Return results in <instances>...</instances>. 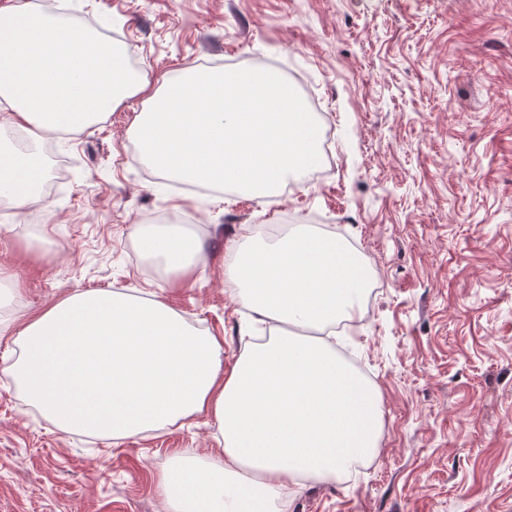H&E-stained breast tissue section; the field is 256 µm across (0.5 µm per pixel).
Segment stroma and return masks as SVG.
<instances>
[{
  "mask_svg": "<svg viewBox=\"0 0 512 512\" xmlns=\"http://www.w3.org/2000/svg\"><path fill=\"white\" fill-rule=\"evenodd\" d=\"M105 24L153 85L212 63L287 80L331 132L324 176L272 197L202 196L129 150L135 113L13 145L49 164L37 222L0 206V512H163L175 455L217 453L207 414L122 440L65 433L9 374L16 314L75 291L156 297L223 341L231 370L266 335L228 288L225 258L271 213L332 224L377 284L340 344L383 403L375 465L308 483L288 512H512V0H56ZM157 211L201 224L207 260L165 277L140 250Z\"/></svg>",
  "mask_w": 512,
  "mask_h": 512,
  "instance_id": "stroma-1",
  "label": "stroma"
}]
</instances>
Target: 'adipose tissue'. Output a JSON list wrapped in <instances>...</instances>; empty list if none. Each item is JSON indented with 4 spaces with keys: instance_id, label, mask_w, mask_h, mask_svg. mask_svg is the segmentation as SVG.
Masks as SVG:
<instances>
[{
    "instance_id": "ef3b65f1",
    "label": "adipose tissue",
    "mask_w": 512,
    "mask_h": 512,
    "mask_svg": "<svg viewBox=\"0 0 512 512\" xmlns=\"http://www.w3.org/2000/svg\"><path fill=\"white\" fill-rule=\"evenodd\" d=\"M147 257L189 274L206 255L174 224L141 225ZM227 276L267 324L222 373L221 340L164 302L76 292L28 318L11 375L61 431L122 439L209 412L223 452L177 455L162 471L168 512H280L306 481L338 482L373 456L380 397L336 353L335 326L360 312L368 266L335 235L304 224L244 234Z\"/></svg>"
}]
</instances>
